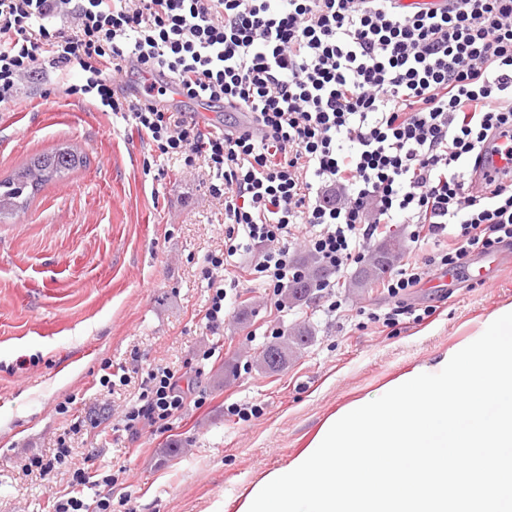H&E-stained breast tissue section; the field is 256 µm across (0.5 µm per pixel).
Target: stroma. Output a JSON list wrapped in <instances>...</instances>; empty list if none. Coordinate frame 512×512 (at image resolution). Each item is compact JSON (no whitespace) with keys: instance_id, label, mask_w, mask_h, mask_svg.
Here are the masks:
<instances>
[{"instance_id":"obj_1","label":"stroma","mask_w":512,"mask_h":512,"mask_svg":"<svg viewBox=\"0 0 512 512\" xmlns=\"http://www.w3.org/2000/svg\"><path fill=\"white\" fill-rule=\"evenodd\" d=\"M82 81L79 67L43 66L11 111L0 112V179L63 145L87 162L42 189L0 223V512H48L70 490L89 452L119 471L114 512H219L265 471L294 456L321 421L407 366L465 339L479 319L512 302V242L473 253L448 277L434 274L408 304L434 307L396 329L368 322L392 302L383 286L356 295L353 272L335 273L342 306L284 308L262 282L227 288L222 335L201 321L210 291L206 254L224 247V208L207 173L156 178L144 148L121 120L91 99L46 96ZM314 339L277 373L256 360L274 333L298 326ZM127 369L128 385L100 386L104 362ZM203 362L202 406L188 407L165 433L128 441L120 416L138 393L140 368ZM69 405L60 413V405ZM257 407L244 418L238 411ZM69 434L71 456L49 478L26 474V456Z\"/></svg>"}]
</instances>
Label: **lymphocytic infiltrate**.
Masks as SVG:
<instances>
[{"mask_svg": "<svg viewBox=\"0 0 512 512\" xmlns=\"http://www.w3.org/2000/svg\"><path fill=\"white\" fill-rule=\"evenodd\" d=\"M0 0V107L14 105L40 61L78 65L81 85L148 149L144 171L180 159L208 167L224 206L225 249L201 276L203 315L224 329L223 274L236 240L265 245L251 270L273 289L303 277L288 242L304 239L324 266L360 262L381 225L405 217L414 240L445 250L398 270L385 326L412 314L403 298L426 269L463 267L512 240V0ZM164 71L190 100L243 114L224 127L196 113L118 92L115 77ZM507 164L483 174L490 154ZM200 367H155L119 425L130 439L169 430L194 399ZM114 474L75 470L52 512H112ZM94 490L86 503L85 490Z\"/></svg>", "mask_w": 512, "mask_h": 512, "instance_id": "obj_1", "label": "lymphocytic infiltrate"}]
</instances>
